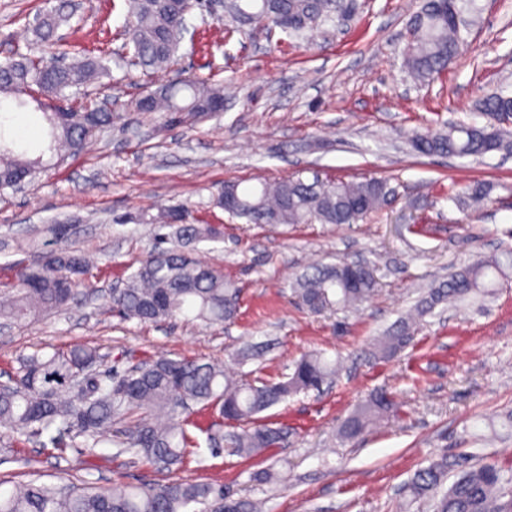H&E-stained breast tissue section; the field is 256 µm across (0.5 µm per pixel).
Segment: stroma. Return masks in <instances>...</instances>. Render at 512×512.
<instances>
[{"mask_svg": "<svg viewBox=\"0 0 512 512\" xmlns=\"http://www.w3.org/2000/svg\"><path fill=\"white\" fill-rule=\"evenodd\" d=\"M62 43L109 49L112 76L83 97L110 98L111 130L82 154L43 173L24 192L0 194V287L14 283L44 244L54 221L71 220L65 247L93 255L84 293L61 311L0 328V381L22 356L97 347L100 374L147 358L228 363L246 344H269L240 365L243 378L279 382L302 354L323 350L343 369L323 392L300 393L262 414L288 440L263 457L211 455L205 429L220 423L202 410L190 428L196 446L174 476L225 486L260 499L266 512H432L409 503L402 488L415 471L447 455L455 471L491 462L512 468V281L487 299L439 305L422 317L398 355L371 360L363 350L414 308L449 272L504 246L512 247V156H423L414 132L459 121L488 123L477 104L512 88V0H477L480 14L461 56L438 78L419 81L403 65L408 20L420 0H357L341 27L296 41L264 23L239 24L221 5L194 12L170 69L133 66L112 31L124 25L112 0H74ZM48 0H0V59L27 48L28 25ZM189 75L224 83V110L187 115L165 127L133 111L147 86ZM345 181L389 179L392 205L355 224H294L275 228L233 219L215 206L225 181L291 176ZM476 180L489 184L481 209L465 198ZM187 223L220 225L219 241L196 256L241 290L240 313L221 325L172 320L143 324L115 315L112 286L136 270L156 245L148 219L171 207ZM367 260L377 268L378 294L362 310L316 316L293 293L313 263ZM386 391L396 413L357 440L338 428L365 397ZM11 460L0 478L26 484H161L172 474L115 445L96 455L61 450L14 433L0 437ZM274 473L271 481L261 472Z\"/></svg>", "mask_w": 512, "mask_h": 512, "instance_id": "stroma-1", "label": "stroma"}]
</instances>
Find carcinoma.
Returning a JSON list of instances; mask_svg holds the SVG:
<instances>
[{"instance_id": "1", "label": "carcinoma", "mask_w": 512, "mask_h": 512, "mask_svg": "<svg viewBox=\"0 0 512 512\" xmlns=\"http://www.w3.org/2000/svg\"><path fill=\"white\" fill-rule=\"evenodd\" d=\"M127 22L118 32L132 62L144 71L171 67L177 56L187 18L199 8L196 0H123ZM342 0H231L234 18H246L277 27L288 36L304 38L340 17ZM76 5L70 0L37 15L31 32L33 43H56L57 30L70 22ZM478 15L475 0H423L410 18V37L403 50L406 69L419 80L441 74L466 45L461 16ZM109 56L90 51L62 52L58 61L16 51L0 60V103L5 112L34 107L48 126L44 154L31 156L21 148L8 126L0 120V192L13 188L24 175L33 180L44 168L79 155L86 144L112 127V112L96 103L81 101L61 106L66 92L80 90L110 76ZM224 104V84L212 78L190 76L160 83L133 102L137 112L159 115L167 125L183 115L212 114ZM480 110L497 120L512 117V96L500 91L484 97ZM414 150L425 156L484 157L512 152L506 128L477 123H454L448 129H427L412 136ZM394 196L385 179L332 181L287 177L274 182L246 184L227 181L215 205L250 224H354L377 212ZM170 210L151 223L157 225V247L133 271L124 287L112 292V308L126 319L156 323L184 317L206 324L235 320L240 309V290L224 274L191 257L201 241L221 235L212 224H179ZM91 266L88 255L73 249L42 252L23 267L16 282L0 297V320L14 323L30 316L56 312L74 299ZM512 276V250L503 249L454 270L440 288L431 289L414 308L400 318L367 350L373 359L391 358L413 340L416 318L440 303H458L471 295L490 296V277ZM375 266L364 261L340 265L317 264L295 283L300 305L315 315L338 308L359 310L376 294ZM99 350L78 345L51 355L34 353L20 362L21 385L0 389V428L20 431L28 437L49 435L58 446L67 436L93 453L112 427L125 415L144 417L122 431L116 447L159 469L183 465L194 441L188 427L195 425L190 409H213L231 423L248 427L228 435L217 429L208 433L212 455L230 453L258 456L277 447L285 438L283 428L259 423L258 415L300 392H320L336 374V361L322 352L303 355L285 381L249 382L235 371L213 363L188 359L157 358L102 384L91 368ZM392 398L377 392L358 406L340 425L339 436L351 441L393 415ZM448 457L443 455L418 470L405 486L412 502L431 500L434 512H512V474L495 464L470 467L449 487ZM0 512H260L257 503L234 497L216 483L182 479L141 486L35 484L0 489Z\"/></svg>"}]
</instances>
